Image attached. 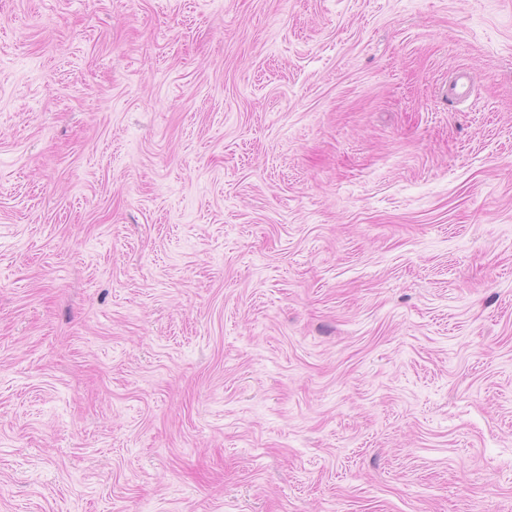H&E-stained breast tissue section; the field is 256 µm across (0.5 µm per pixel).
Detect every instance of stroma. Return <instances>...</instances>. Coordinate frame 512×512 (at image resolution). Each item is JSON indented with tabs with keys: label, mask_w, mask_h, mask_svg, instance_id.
<instances>
[{
	"label": "stroma",
	"mask_w": 512,
	"mask_h": 512,
	"mask_svg": "<svg viewBox=\"0 0 512 512\" xmlns=\"http://www.w3.org/2000/svg\"><path fill=\"white\" fill-rule=\"evenodd\" d=\"M0 512H512V0H0Z\"/></svg>",
	"instance_id": "stroma-1"
}]
</instances>
